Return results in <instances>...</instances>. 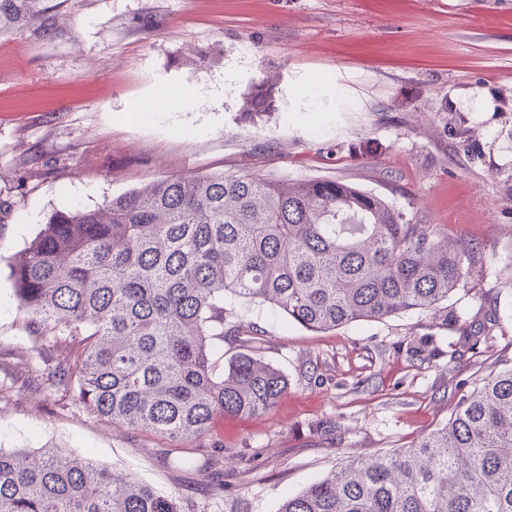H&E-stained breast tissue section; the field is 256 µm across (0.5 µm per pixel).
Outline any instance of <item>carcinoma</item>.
<instances>
[{"instance_id": "1", "label": "carcinoma", "mask_w": 512, "mask_h": 512, "mask_svg": "<svg viewBox=\"0 0 512 512\" xmlns=\"http://www.w3.org/2000/svg\"><path fill=\"white\" fill-rule=\"evenodd\" d=\"M43 0H0V31L59 33ZM274 81L242 111L270 112ZM483 248L413 224L335 179L187 175L95 209L54 211L12 263L15 293L65 355L32 383L125 430L200 439L217 414L274 407L286 376L260 355L215 357L242 323L225 302L265 303L312 331L435 310L483 266ZM0 512H182L103 464L54 448H0ZM278 512H512V368L462 396L410 448L341 462Z\"/></svg>"}]
</instances>
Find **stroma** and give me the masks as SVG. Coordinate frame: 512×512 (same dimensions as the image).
<instances>
[{
  "mask_svg": "<svg viewBox=\"0 0 512 512\" xmlns=\"http://www.w3.org/2000/svg\"><path fill=\"white\" fill-rule=\"evenodd\" d=\"M48 2L56 37L0 35V448L88 455L184 512H277L346 458L411 446L512 367V0ZM267 78L274 111L242 114ZM341 84L358 92L346 108ZM170 92L194 110L165 107ZM214 173L351 182L482 244V272L441 309L330 331L234 303L288 388L266 412L216 416L200 441L30 392L55 350L19 306L12 257L55 210Z\"/></svg>",
  "mask_w": 512,
  "mask_h": 512,
  "instance_id": "35a3bbf8",
  "label": "stroma"
}]
</instances>
